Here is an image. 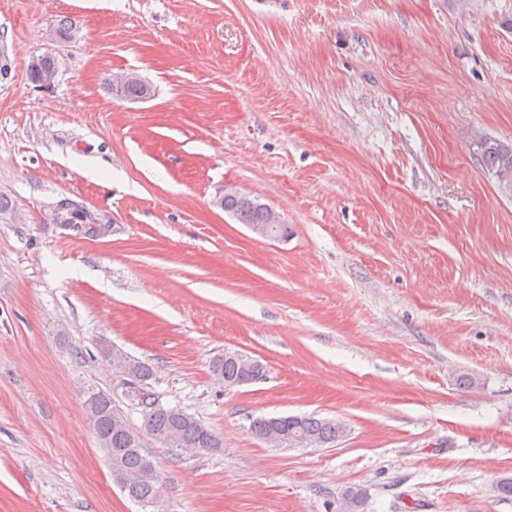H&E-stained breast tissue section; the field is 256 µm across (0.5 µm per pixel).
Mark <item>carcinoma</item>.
<instances>
[{
  "instance_id": "carcinoma-1",
  "label": "carcinoma",
  "mask_w": 512,
  "mask_h": 512,
  "mask_svg": "<svg viewBox=\"0 0 512 512\" xmlns=\"http://www.w3.org/2000/svg\"><path fill=\"white\" fill-rule=\"evenodd\" d=\"M477 146L484 164L496 173L502 187L511 192L512 146L487 137L479 139ZM58 206L68 215L78 232L90 235V225L83 223L82 215L72 207L71 202L62 200ZM224 210L236 215L243 224L267 226L270 238L288 237V225L268 223L267 211L254 203L247 204L246 198L240 193H224ZM102 353L112 361L115 368L125 371L131 382L145 384L151 379L152 370L147 364L120 349L105 344ZM211 368L227 387L241 385L249 372L244 361L229 351L216 355L212 359ZM86 406L98 444L108 459L112 473L118 474L121 489L132 500L144 506L155 503L160 496L158 474L143 447L133 444L137 433L112 406L108 394L102 391L90 392ZM144 429L168 448L223 447L221 437L192 415L176 408L157 406L152 402L148 404L145 414ZM248 430L256 438L267 442L279 434L286 436L298 448L333 443L344 432L340 423L313 416H258L250 420Z\"/></svg>"
}]
</instances>
